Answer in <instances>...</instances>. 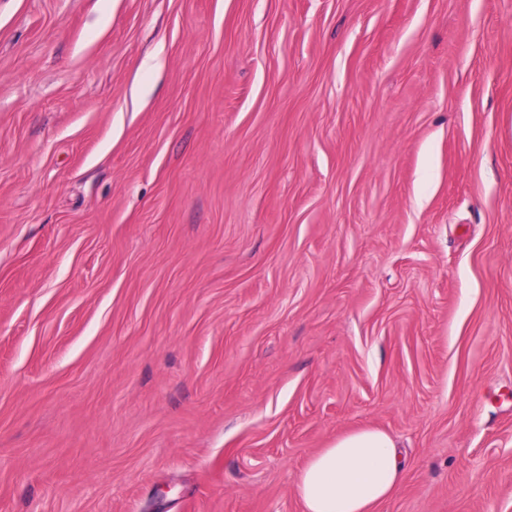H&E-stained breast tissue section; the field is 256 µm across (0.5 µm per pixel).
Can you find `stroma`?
Segmentation results:
<instances>
[{
  "label": "stroma",
  "instance_id": "1",
  "mask_svg": "<svg viewBox=\"0 0 512 512\" xmlns=\"http://www.w3.org/2000/svg\"><path fill=\"white\" fill-rule=\"evenodd\" d=\"M512 512V0H0V512ZM403 478L392 436L363 428L313 454L296 474L295 491L304 512H378Z\"/></svg>",
  "mask_w": 512,
  "mask_h": 512
}]
</instances>
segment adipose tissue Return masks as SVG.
Instances as JSON below:
<instances>
[{"mask_svg":"<svg viewBox=\"0 0 512 512\" xmlns=\"http://www.w3.org/2000/svg\"><path fill=\"white\" fill-rule=\"evenodd\" d=\"M403 478L392 436L363 428L313 454L296 474L295 491L304 512H378Z\"/></svg>","mask_w":512,"mask_h":512,"instance_id":"obj_1","label":"adipose tissue"}]
</instances>
